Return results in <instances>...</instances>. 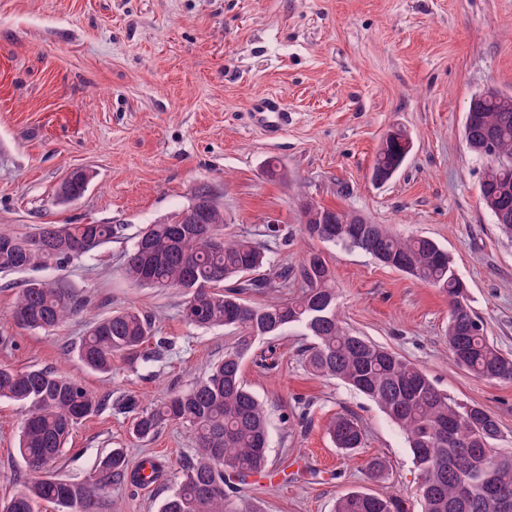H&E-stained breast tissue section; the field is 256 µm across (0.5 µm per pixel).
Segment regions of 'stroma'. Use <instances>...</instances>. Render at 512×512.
Masks as SVG:
<instances>
[{
  "label": "stroma",
  "mask_w": 512,
  "mask_h": 512,
  "mask_svg": "<svg viewBox=\"0 0 512 512\" xmlns=\"http://www.w3.org/2000/svg\"><path fill=\"white\" fill-rule=\"evenodd\" d=\"M512 91V0H0V232L24 236L42 224H117V238L65 268L0 274V366L51 368L104 398L80 422L56 466L66 479L94 478L111 449L130 465L166 469L150 487L116 486L99 512H158L194 446L172 424L150 441L131 434L115 407L132 396L154 407L192 387L220 360L231 330H201L181 316L175 290L138 288L124 273L137 231L189 203L209 184L224 205L226 235L264 248L272 268L297 266L313 243L300 233V203H317L435 240L468 284L489 340L512 355V241L479 200L485 163L463 138L475 92ZM278 96L286 125L256 119ZM412 150L385 183L371 178L394 127ZM277 175H269L268 161ZM83 196L57 204L74 171ZM275 223L288 242L268 233ZM343 320L423 370L441 390L498 418L512 450V383L479 379L448 353V301L369 254L323 246ZM65 278L86 308L52 331L23 329L7 314L32 279ZM138 308L153 317L170 351L136 363L114 357L111 375L86 368L77 347L93 316ZM294 327L260 349L276 366L243 362L245 384L268 411L270 474L241 485L263 512H333L350 491H395L418 503L404 436L378 407L344 385L312 376ZM354 416L365 445L346 455L326 429ZM21 405L0 401V499L27 477L16 453ZM389 475H367L372 457Z\"/></svg>",
  "instance_id": "obj_1"
}]
</instances>
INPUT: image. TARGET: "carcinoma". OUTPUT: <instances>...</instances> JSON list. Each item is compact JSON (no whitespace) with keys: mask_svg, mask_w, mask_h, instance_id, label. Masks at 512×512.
<instances>
[{"mask_svg":"<svg viewBox=\"0 0 512 512\" xmlns=\"http://www.w3.org/2000/svg\"><path fill=\"white\" fill-rule=\"evenodd\" d=\"M473 98L478 107L474 119L464 123L466 144L487 142L497 157L485 166L480 199L500 233L512 239V92L488 89ZM408 145L403 129L390 130L373 169L395 174L410 153ZM87 183V174L78 172L60 185L56 197L66 203L84 193ZM301 213L306 221L301 231L308 238L360 249L445 295V339L454 362L479 378L512 383V358L488 340L470 305L468 285L446 249L428 237H403L385 224L318 203L301 207ZM116 234L115 224H42L27 236L0 232V273L63 265ZM267 264L265 251L254 242L224 236V207L207 184L194 188L185 208L141 228L125 253V273L134 285L176 288L185 296L182 313L189 324L224 327L235 334L224 359L208 366L205 377L188 391L155 408L133 399L121 403L132 414L131 430L140 440L173 423L193 434V454L159 512H259L225 489L232 477L243 482L269 468L266 409L244 384L241 365L257 342L290 327L304 329L313 339L306 355L311 374L363 394L405 434L424 512H512V452L500 449L504 434L496 417L452 398L397 352L352 332L339 315L333 274L321 251L309 252L295 271L284 267L273 278L255 277ZM290 282L299 283L301 292L289 300L257 306L243 297L249 288L274 290ZM82 308L64 279L31 280L18 291L9 321L49 331ZM151 341L156 352L166 347L151 318L129 308L91 321L78 356L87 368L106 374L114 355L135 361L145 356L144 346ZM0 400L26 407L17 452L28 471L45 473L0 501V512H39L42 502L56 505L58 512H98L102 495L112 486L153 483L163 473L162 462L154 458L129 468L123 449L114 448L92 481L50 474L75 426L105 405L61 372L0 366ZM328 431L336 448L346 453L364 443V429L350 416H336ZM333 512H410V507L396 493L352 491L336 499Z\"/></svg>","mask_w":512,"mask_h":512,"instance_id":"carcinoma-1","label":"carcinoma"}]
</instances>
